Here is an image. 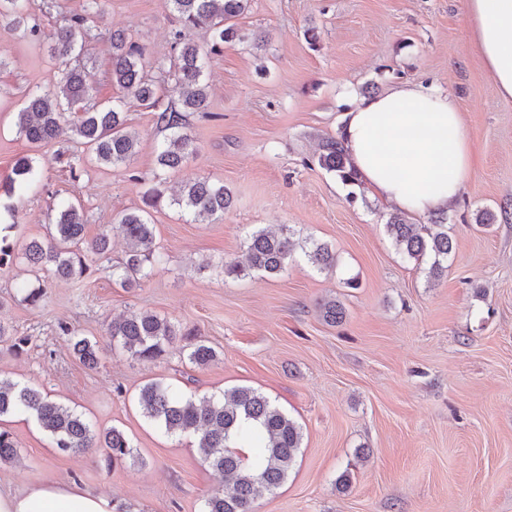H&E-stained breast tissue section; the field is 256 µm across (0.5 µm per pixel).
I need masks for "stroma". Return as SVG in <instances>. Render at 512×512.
I'll use <instances>...</instances> for the list:
<instances>
[{
  "label": "stroma",
  "mask_w": 512,
  "mask_h": 512,
  "mask_svg": "<svg viewBox=\"0 0 512 512\" xmlns=\"http://www.w3.org/2000/svg\"><path fill=\"white\" fill-rule=\"evenodd\" d=\"M80 5L29 0L37 41L0 20V50L9 55L0 68V184L23 155L36 157L42 174L39 190L0 195V225H16L26 240L45 238L59 205L74 199L88 217L85 239L113 229L118 213L142 207L138 177L155 169L164 139L154 112L128 104L133 162L90 160L74 177L58 159L62 144L39 147L18 135L26 92L58 77L48 45ZM102 5L80 59L97 102L119 94L112 31L132 34L152 75L176 63L171 43L181 28L166 0ZM236 23L267 43H227L214 53L211 32H193L211 53L207 109L188 116L196 155L167 177L172 186L223 183L233 199L223 217L201 222L167 204L152 210L165 261L136 288L104 270L68 281L19 266L0 271V324L31 339L19 357L0 344V375L39 387L98 429L122 430L141 465L61 454L33 420L8 416L0 428L17 440L20 459L0 465V487L71 479L125 512H201L224 482L192 437L164 434L143 416L139 390L161 378L187 396L253 387L301 425L287 482L253 512H512V100L500 97L469 35L466 0H252ZM403 84L455 99L473 147L474 169L446 211L454 250L437 279L397 252L386 230L395 207L314 160L359 99ZM487 209L495 220L479 227ZM283 225L329 243L335 270H317L299 251L274 277L220 274L254 230ZM19 280L39 282L40 305L18 299ZM333 300L345 309L339 324L323 316ZM132 311L168 318L181 337L155 360L108 351L90 369L60 331L65 324L103 342L112 319ZM188 340L212 346L216 360L190 364L181 352Z\"/></svg>",
  "instance_id": "35a3bbf8"
}]
</instances>
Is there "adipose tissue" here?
<instances>
[{
	"instance_id": "adipose-tissue-1",
	"label": "adipose tissue",
	"mask_w": 512,
	"mask_h": 512,
	"mask_svg": "<svg viewBox=\"0 0 512 512\" xmlns=\"http://www.w3.org/2000/svg\"><path fill=\"white\" fill-rule=\"evenodd\" d=\"M469 31L501 97L512 99V0H466ZM359 178L400 210L447 208L471 168L457 104L437 89L406 84L361 99L338 133ZM104 494L73 481L0 490V512H114Z\"/></svg>"
}]
</instances>
